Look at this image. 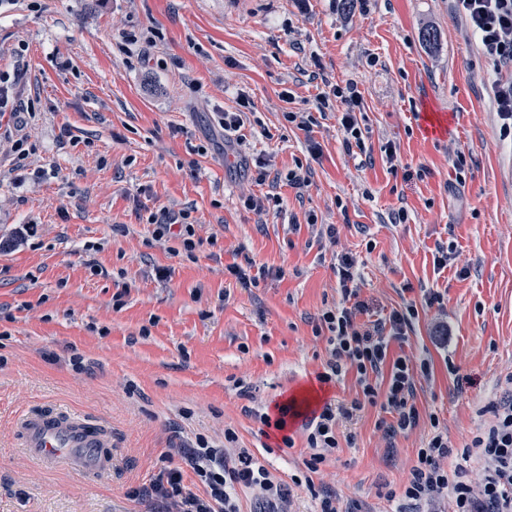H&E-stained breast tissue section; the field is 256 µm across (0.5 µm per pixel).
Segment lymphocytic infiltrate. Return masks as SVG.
<instances>
[{"instance_id": "lymphocytic-infiltrate-1", "label": "lymphocytic infiltrate", "mask_w": 512, "mask_h": 512, "mask_svg": "<svg viewBox=\"0 0 512 512\" xmlns=\"http://www.w3.org/2000/svg\"><path fill=\"white\" fill-rule=\"evenodd\" d=\"M456 13L464 17L477 37L483 56L497 74L493 82L496 112L505 131L512 132V0H453ZM16 81L0 71V112L16 118L9 133L10 150L24 156L28 141L25 128L35 117L32 102L22 101L15 92ZM339 102V119L346 153L365 151L367 128L357 114L363 97L355 84L332 86L317 97V111ZM147 224L153 225V238L162 241L178 236L183 250L193 253L197 242L191 213L161 207L147 210ZM340 288L341 301L325 308L314 328L326 337L328 358L318 379L321 383H339L354 374L361 396L351 404L324 405L321 411L305 417L302 428L310 450L305 465L318 472L340 440L354 442V434L339 438L340 420L352 419L365 406L377 405L385 417L379 425L393 438L418 426L422 413L415 398L416 375H429L428 359L413 361L406 356H391L392 342L404 340L418 315L415 305L392 310L385 318L358 322L364 306L359 302L362 279L356 257L338 254L332 266ZM491 420L479 427L471 439L485 461L479 480H471L467 471L454 463L453 446L438 418H431L432 432L417 452V461L407 482L398 489L387 488L384 499L393 512H512V375L495 400L488 403ZM236 434L225 429L224 442L216 446L197 437L194 446L178 449L181 465H165L154 473L148 485L135 488L132 496L144 502L148 512H242L239 494L249 490L265 505L266 512H288V491L251 449L235 445ZM192 471L203 486L195 493L184 483L185 471Z\"/></svg>"}]
</instances>
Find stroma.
<instances>
[{
  "label": "stroma",
  "mask_w": 512,
  "mask_h": 512,
  "mask_svg": "<svg viewBox=\"0 0 512 512\" xmlns=\"http://www.w3.org/2000/svg\"><path fill=\"white\" fill-rule=\"evenodd\" d=\"M146 29L156 47L120 53L123 33ZM427 29L436 44L423 41ZM0 69L20 73L37 109L28 154L0 159V512H141L129 492L168 449L200 435L222 443L228 427L288 484L290 512H314L311 482L342 506L387 512L378 491L407 481L434 417L479 471L468 443L512 374V135L495 111L493 68L452 0H19L0 14ZM349 82L363 96L372 161L344 152L336 108L310 134L322 147L311 158L310 135L283 114L315 111L319 93ZM240 92L255 121L234 156L217 114ZM429 112L452 116L445 138L428 131ZM389 141L397 171L381 150ZM253 154L282 172L312 169L304 192L280 184L282 214L239 201L266 191L247 172ZM141 203L191 208L193 255L177 238L155 242ZM401 208L406 223H390ZM312 216L335 225V242L314 240ZM441 245L454 257L438 271ZM341 251L361 263L359 322L421 304L426 288L442 302L390 348L431 360L416 382L418 426L387 438L382 412L365 408L354 445L312 475L302 416L359 393L353 376L317 379L327 354L314 326L341 298L331 269ZM250 259L286 275L236 286L225 266ZM286 403L297 415L282 431L244 411L275 419ZM52 409L110 425L111 471L41 470L26 458L14 420Z\"/></svg>",
  "instance_id": "obj_1"
}]
</instances>
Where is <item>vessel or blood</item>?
Returning <instances> with one entry per match:
<instances>
[{"label":"vessel or blood","mask_w":512,"mask_h":512,"mask_svg":"<svg viewBox=\"0 0 512 512\" xmlns=\"http://www.w3.org/2000/svg\"><path fill=\"white\" fill-rule=\"evenodd\" d=\"M14 427L25 453L46 467L74 468L98 474L112 467V438L105 426L75 413L28 412Z\"/></svg>","instance_id":"1"}]
</instances>
